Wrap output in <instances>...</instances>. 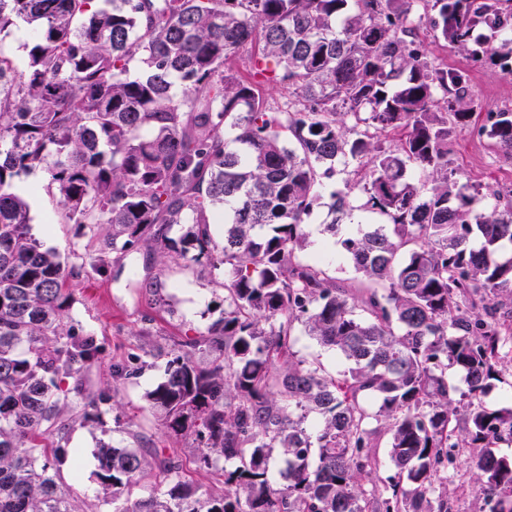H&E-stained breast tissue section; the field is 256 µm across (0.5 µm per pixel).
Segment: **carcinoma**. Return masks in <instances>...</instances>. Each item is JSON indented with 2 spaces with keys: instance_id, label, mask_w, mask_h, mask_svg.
I'll return each mask as SVG.
<instances>
[{
  "instance_id": "cac0c4a2",
  "label": "carcinoma",
  "mask_w": 512,
  "mask_h": 512,
  "mask_svg": "<svg viewBox=\"0 0 512 512\" xmlns=\"http://www.w3.org/2000/svg\"><path fill=\"white\" fill-rule=\"evenodd\" d=\"M18 21L35 34L20 73L0 48V512H79L61 473L60 383L101 355L69 316L73 272L14 191L38 167L69 221L112 226L94 270L140 247L195 263L217 252L224 269L220 316L177 343L148 394L165 427L198 442L196 469L234 461L224 489L201 497L178 455L158 453L140 495L142 449L104 444L96 478L112 512H450V448L478 449L479 491L512 501V460L493 449L512 442V409L482 400L512 344L494 316L512 297L500 256L512 206L448 168V135L473 123L469 75L424 46L442 39L512 74V0H0V32ZM263 86L290 99L274 111ZM479 134L511 152L512 109L487 113ZM351 161L327 230L356 188L387 220L341 240L368 283L359 297L298 256L325 181ZM175 224L189 225L178 239ZM297 323L349 366L296 358ZM450 368L465 372L458 399ZM380 431L396 469L385 479Z\"/></svg>"
}]
</instances>
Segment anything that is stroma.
Masks as SVG:
<instances>
[{
  "label": "stroma",
  "instance_id": "stroma-1",
  "mask_svg": "<svg viewBox=\"0 0 512 512\" xmlns=\"http://www.w3.org/2000/svg\"><path fill=\"white\" fill-rule=\"evenodd\" d=\"M426 45L437 63L470 69L476 120H483L489 112L512 108V75L489 63L473 64L465 51L444 41L430 38ZM448 158L459 183L485 193L512 188V157L469 131L452 130ZM47 183V174L40 168L18 183L30 205L32 232L43 247L55 250L73 269L69 315L103 347L101 358L81 379H63L61 387L77 408L100 388H112L111 401L91 413L89 419L76 420L67 433L68 446L82 465L64 470L66 483L91 512H109L95 477V451L107 443L115 448L177 449L201 493H220L222 486L213 472L196 470L192 442L169 436L149 410L146 395L163 379L164 353L173 342L205 330L218 317L224 295L223 271L211 270L205 260L191 266L181 260L164 263L144 249L128 253L104 271H94L91 259L102 247L109 225H101L92 234L80 225L65 222L59 199L48 190ZM331 220L328 207L315 208L305 226L308 245L302 256L308 259L323 252L337 282L359 291V275L346 253L337 247L336 234L326 229ZM133 360L139 366L136 376L116 374V366ZM456 457V468L448 475L449 502L455 512H487L488 501L473 481V453L460 450Z\"/></svg>",
  "mask_w": 512,
  "mask_h": 512
}]
</instances>
